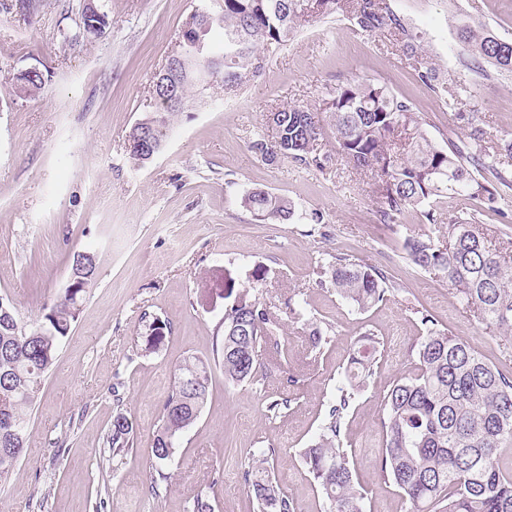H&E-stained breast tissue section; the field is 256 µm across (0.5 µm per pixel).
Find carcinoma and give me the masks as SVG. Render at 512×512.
Instances as JSON below:
<instances>
[{
  "label": "carcinoma",
  "instance_id": "obj_1",
  "mask_svg": "<svg viewBox=\"0 0 512 512\" xmlns=\"http://www.w3.org/2000/svg\"><path fill=\"white\" fill-rule=\"evenodd\" d=\"M211 22L204 41L218 29L222 36L224 71L214 75L226 91H238L264 66L265 51L285 45L301 23L314 17L343 16L352 31L379 34L412 61L417 79L434 93L448 91L454 81L424 47L423 36L409 25L390 0H221L220 11H206ZM461 49L479 65L487 62L499 73L512 74V42L480 23L457 27ZM15 89L35 96V83L12 78ZM453 120L467 128V141L448 140L440 146L423 130L410 101L387 86L368 79H350L326 91L313 107L283 105L275 109V137L258 136L250 150L270 164L281 156L304 167L324 171L333 156L322 149L325 133L336 141L341 156L357 171L382 186L378 221L391 224L408 208H422L433 229L409 235L403 249L416 269L448 282L463 309L492 333L512 334V257L492 246L475 221L448 218V231L435 228L438 203L466 194L487 209L512 190V139L494 142L472 112L463 111L457 95L445 101ZM180 109L152 113L153 134L165 139ZM241 205L264 223H283L295 215L288 199L253 189ZM327 279L336 293L362 311L389 300L386 272L353 255L336 254L328 262ZM70 275L75 288H64L38 320L27 323L10 300L0 296V481L20 461L29 444L30 410L57 358L72 323L96 278L90 250L73 256ZM267 271L251 273L252 286L236 293L237 303L224 310L220 352L224 382L258 381L272 350L279 349L281 323L260 301L258 288ZM424 336L413 349L414 366L392 383L382 398V453L379 476L396 487L409 512H512V366L494 364L466 339L437 327L427 311L420 312ZM171 334L169 322L148 321L150 342ZM327 331L311 326L309 353L318 358L328 344ZM380 339L365 331L336 377L320 431L300 450L308 473L318 486L324 512H366L357 487L349 450L341 430L363 388L376 374ZM212 374L207 363L187 359L161 411V426L152 445L154 474L147 490L159 494L166 469L176 458V443L196 423L207 401ZM112 456L122 457L136 444L134 425L118 413L106 433ZM274 448H258L244 470V486L253 512H295L292 498L279 488L269 461ZM214 486L198 490L191 512H215Z\"/></svg>",
  "mask_w": 512,
  "mask_h": 512
}]
</instances>
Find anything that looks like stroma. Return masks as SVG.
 I'll return each mask as SVG.
<instances>
[{"label": "stroma", "mask_w": 512, "mask_h": 512, "mask_svg": "<svg viewBox=\"0 0 512 512\" xmlns=\"http://www.w3.org/2000/svg\"><path fill=\"white\" fill-rule=\"evenodd\" d=\"M84 0H43L32 17L0 11V295L21 320L39 318L66 286L68 259L93 249L97 277L78 320L31 411L28 455L0 483V512H189L199 487L216 486L215 512H252L243 471L253 450L272 448L274 474L296 512H323V499L298 451L316 435L335 377L365 330L381 339L376 375L349 413L350 445L367 512H405L396 488L379 476V417L384 391L405 374L423 334L424 309L483 356H502L485 326L459 305L445 281L416 271L403 242L423 229L420 209L398 225L380 224L376 186L346 162L327 172L289 159L269 164L248 144L273 137L268 112L282 103L312 105L350 78L375 79L410 99L435 142L462 140L444 101L425 89L395 49L358 34L340 16L304 23L288 45L270 53L242 90L220 85L178 116L165 150L138 165L125 141L154 109L152 78L177 48L186 18L218 0H96L108 19L102 33L64 40ZM439 66L454 74L467 111L491 138L512 135V76L477 69L456 38L464 21L512 40V0H390ZM35 66L44 89L16 96L11 79ZM260 188L296 207L292 221L263 223L240 204ZM482 210L484 228L512 225V192L496 210L451 196L444 216ZM320 213L322 223L309 220ZM347 253L387 271L390 298L363 312L319 287L332 255ZM267 269L259 295L281 318L282 370L256 384L228 387L216 367V326L228 284L247 287L255 266ZM306 304L331 341L307 365V321L289 314V298ZM170 322L157 347L143 315ZM213 363L212 388L197 422L179 439L177 468L158 494L146 490L151 444L161 409L184 359ZM295 371L296 385L286 382ZM293 394L288 413L271 418L268 399ZM133 421L137 446L115 461L104 439L116 412ZM67 446L56 449L57 439Z\"/></svg>", "instance_id": "1"}]
</instances>
